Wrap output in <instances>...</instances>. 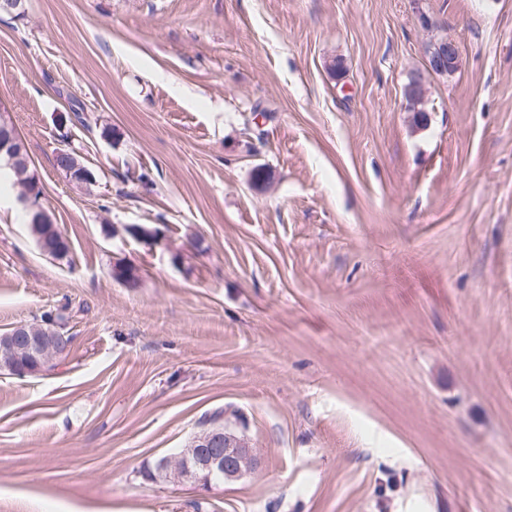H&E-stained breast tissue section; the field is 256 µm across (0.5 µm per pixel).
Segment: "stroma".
Segmentation results:
<instances>
[{"label":"stroma","mask_w":512,"mask_h":512,"mask_svg":"<svg viewBox=\"0 0 512 512\" xmlns=\"http://www.w3.org/2000/svg\"><path fill=\"white\" fill-rule=\"evenodd\" d=\"M0 118L69 244L0 187V334L72 338L0 372V512H512V0H25ZM217 411L257 469L150 479ZM459 67V53L456 42L448 37L440 41L432 58L427 61L429 74L452 75ZM30 232L40 251L55 259H62L69 252V244L63 237L58 225L41 206V210L30 219ZM67 307L57 308L55 311L45 312L41 315L40 323L28 324L38 336H57L63 330L69 316ZM62 333H67L65 330Z\"/></svg>","instance_id":"stroma-1"}]
</instances>
